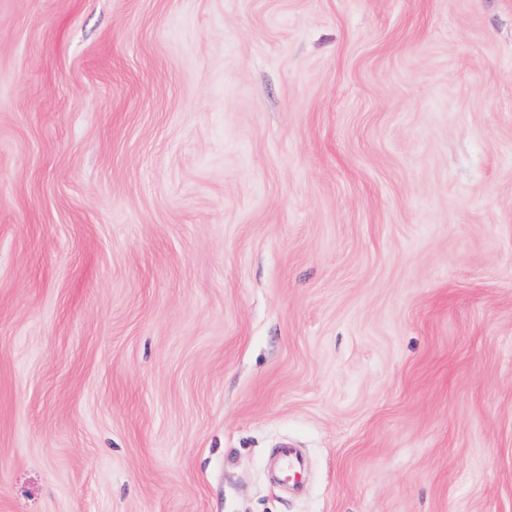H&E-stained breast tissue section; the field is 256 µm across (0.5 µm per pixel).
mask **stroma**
I'll return each instance as SVG.
<instances>
[{
	"mask_svg": "<svg viewBox=\"0 0 512 512\" xmlns=\"http://www.w3.org/2000/svg\"><path fill=\"white\" fill-rule=\"evenodd\" d=\"M0 512H512V0H0Z\"/></svg>",
	"mask_w": 512,
	"mask_h": 512,
	"instance_id": "obj_1",
	"label": "stroma"
}]
</instances>
